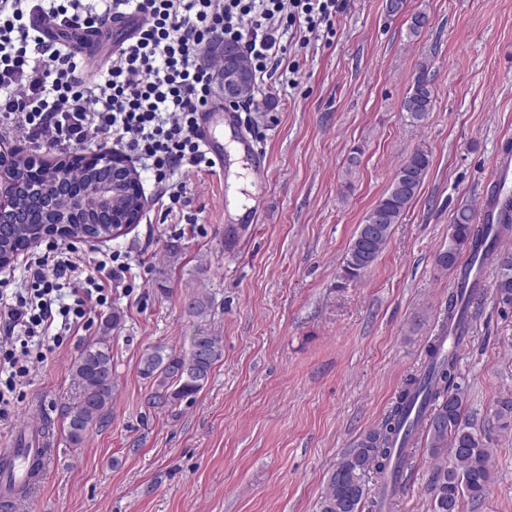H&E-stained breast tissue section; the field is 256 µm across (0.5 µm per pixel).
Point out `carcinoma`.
Wrapping results in <instances>:
<instances>
[{
	"mask_svg": "<svg viewBox=\"0 0 512 512\" xmlns=\"http://www.w3.org/2000/svg\"><path fill=\"white\" fill-rule=\"evenodd\" d=\"M434 106V92L428 66L423 65L402 99L401 111L413 124L423 123ZM431 165L430 153L414 148L397 169L406 175L405 188L389 187L373 206L385 212L386 232L371 243L373 258H378L417 197ZM17 192L18 204L28 217L24 224L0 226V258L9 259L24 250L55 226V215L45 213L39 204L41 188L47 179L37 163ZM72 186L80 190L101 176L91 167L70 170ZM506 224H474L467 209L457 212L449 227L448 248L435 258L440 271L459 268V285L448 296V323L441 328L426 353L423 368L406 379L381 427L358 437L342 455L336 466L326 473L325 491L317 512H362L368 495L366 478L370 471L399 477L401 449L418 432L424 434V451L437 465L433 469L429 493L432 512H461L463 499L480 502L489 493L493 478L491 438L477 430L466 418L467 386L457 370V355L441 349L442 336L453 325L465 331L472 303L467 293L469 281L490 268L500 299L512 304V249L499 244L501 235L512 231V199L509 200ZM70 235L110 239L112 211L91 213L71 223ZM355 242H350L342 268V278L353 280L361 275L355 259ZM468 263L458 266L461 254ZM210 310L209 298L200 294L186 303L190 316H204ZM222 338L212 333L192 338L189 348L173 351L162 345L145 350L139 372L156 382L159 397L172 403L194 398L207 385L215 363L222 355ZM73 377L81 386L79 400L67 407L63 426L70 445L80 446L87 432L105 418L112 403V349L100 337L88 343L75 358ZM495 417L502 429L512 428V396L497 401Z\"/></svg>",
	"mask_w": 512,
	"mask_h": 512,
	"instance_id": "carcinoma-1",
	"label": "carcinoma"
}]
</instances>
